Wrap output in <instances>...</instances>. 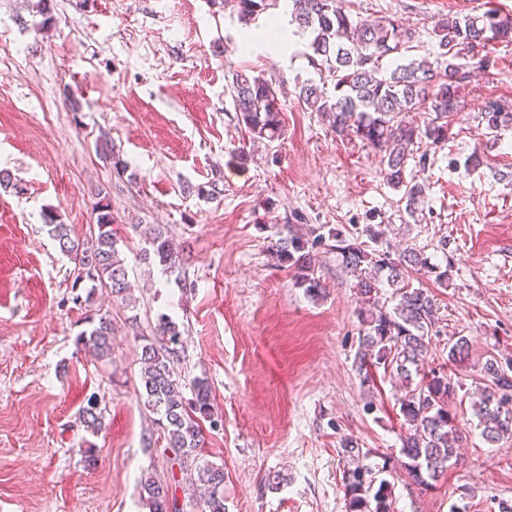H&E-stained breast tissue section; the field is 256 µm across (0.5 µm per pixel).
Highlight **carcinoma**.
<instances>
[{
    "label": "carcinoma",
    "instance_id": "carcinoma-1",
    "mask_svg": "<svg viewBox=\"0 0 512 512\" xmlns=\"http://www.w3.org/2000/svg\"><path fill=\"white\" fill-rule=\"evenodd\" d=\"M275 0H235L240 22L248 26ZM292 21L309 34L308 49L312 62L319 63L335 78L334 94H329L310 79L299 87V97L316 112H328L336 136L357 137L377 148L389 184L404 189L410 214L424 203L425 185L406 181L407 160L414 147L425 142L438 145L449 140L454 117L459 115L461 86L467 68L474 66L473 49L486 48L494 39L512 40V16L488 10L480 16L446 17L434 26L437 48L433 59L398 62L413 33L393 20L356 21L344 7V0H290ZM388 57L393 67L382 68ZM238 121L254 139L274 141L282 137L281 107L277 89L262 75L233 74L228 86ZM430 103L431 115L422 122L406 119L421 102ZM479 122L493 134L512 127V108L490 102L478 115ZM95 224L89 236L78 239L69 225L54 212L43 213L46 226L60 252L77 270L75 284L83 281L93 288L109 290L112 298L133 309L129 271L118 249L119 238L112 228L109 205L97 203ZM383 235L373 224L353 234L336 227L318 228L312 238L288 233L276 243L273 257L277 265L293 272L294 284L311 298L324 294L317 276L319 250L336 254L338 265L352 277L366 307L359 312V370L383 369V373L401 381L399 411L407 425L402 440V466L412 483L430 487L438 481L452 461L457 459L460 430L456 414L449 408L464 383L445 371L427 370L429 333L435 325L433 296L422 288L410 286V273L424 271L439 286H448V270L430 264L412 250L397 255L371 247ZM145 252L173 272L182 258L172 248L165 227L153 229ZM390 288L392 307L381 302L384 289ZM151 332L141 341L140 399L144 407L158 415L166 448L185 459L200 455L204 447L202 422L214 423L210 390L202 379L191 384V397L180 381L174 362L181 332L172 317L156 315ZM79 341L92 347L99 358L112 355V318L104 313L91 322V328ZM469 358V341L460 336L448 348V365ZM490 384L471 393L470 411L482 427L489 445L512 438V363L491 356L481 367ZM87 426L102 425V412L95 399L82 408ZM345 456L352 464L344 471L347 512H392V487L381 478V471L360 465L359 443L342 440ZM182 479L204 490L201 512H225L224 468L205 461L180 467ZM171 479L149 472L140 478L139 497L149 512H173Z\"/></svg>",
    "mask_w": 512,
    "mask_h": 512
}]
</instances>
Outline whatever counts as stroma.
<instances>
[{"label":"stroma","instance_id":"35a3bbf8","mask_svg":"<svg viewBox=\"0 0 512 512\" xmlns=\"http://www.w3.org/2000/svg\"><path fill=\"white\" fill-rule=\"evenodd\" d=\"M0 0V512H148L144 473H165L166 442L137 395L138 334L157 313L182 333L175 369L207 379L220 425L203 454L224 468L226 512H346L341 441L387 464L393 512H498L512 503V439L491 447L471 414L458 461L434 486L400 468L404 419L395 379L364 382L357 367L360 301L331 253L321 254L324 298L277 266L271 248L292 228L382 225L383 250L415 249L448 270L447 286L415 274L436 299L428 364L448 362L467 391L487 356L512 359V128L485 136L476 116L512 104V43L493 41L462 86L452 138L407 164L426 186L411 218L380 157L341 139L327 114L298 97L303 81L333 86L307 56L284 6L242 25L232 0ZM357 19L394 20L413 34L410 55L432 54L442 17L512 14V0H346ZM279 92L284 134L250 141L228 91L237 71ZM248 153L240 160L239 151ZM483 164L465 165L472 152ZM127 164L117 174L113 157ZM129 269L136 309L98 288H75L74 266L48 234L51 210L86 238L100 196ZM164 225L183 256L163 272L141 259L144 233ZM112 317V357L78 343L88 316ZM97 398L100 430L80 410ZM373 409H366V402ZM287 474L272 489L268 476Z\"/></svg>","mask_w":512,"mask_h":512}]
</instances>
